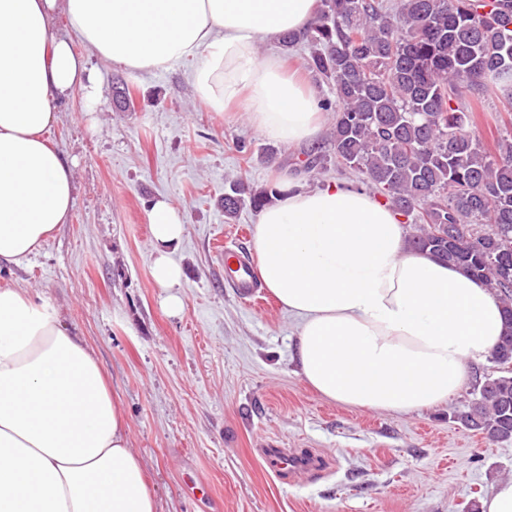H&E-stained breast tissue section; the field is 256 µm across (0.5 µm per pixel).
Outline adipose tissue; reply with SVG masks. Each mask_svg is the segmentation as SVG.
<instances>
[{
	"mask_svg": "<svg viewBox=\"0 0 512 512\" xmlns=\"http://www.w3.org/2000/svg\"><path fill=\"white\" fill-rule=\"evenodd\" d=\"M318 0H0V270L22 265L74 197L72 160L48 138L57 106L99 86L64 19L103 60L135 76L190 64L216 112L243 105L263 137L312 146L325 122L298 71L258 44L303 28ZM151 273L180 310L183 238L167 198L149 204ZM263 285L299 321L304 380L352 407L413 412L447 401L503 331L495 294L461 269L408 249L399 218L368 191L289 185L255 227ZM124 411L57 310L0 289V512H157Z\"/></svg>",
	"mask_w": 512,
	"mask_h": 512,
	"instance_id": "obj_1",
	"label": "adipose tissue"
}]
</instances>
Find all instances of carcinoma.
Here are the masks:
<instances>
[{
  "mask_svg": "<svg viewBox=\"0 0 512 512\" xmlns=\"http://www.w3.org/2000/svg\"><path fill=\"white\" fill-rule=\"evenodd\" d=\"M298 44L331 97L329 133L339 166L362 175L394 212L418 225L411 246L458 266L500 297L505 332L494 370L448 418L491 441L512 439V130L488 149L473 131L466 93L499 96L512 112V0H319L314 20L279 37ZM318 174L327 155L304 152ZM282 190L235 182L224 218L258 212Z\"/></svg>",
  "mask_w": 512,
  "mask_h": 512,
  "instance_id": "cac0c4a2",
  "label": "carcinoma"
}]
</instances>
